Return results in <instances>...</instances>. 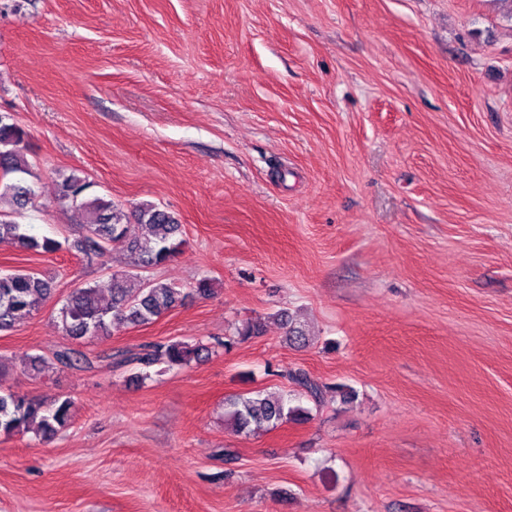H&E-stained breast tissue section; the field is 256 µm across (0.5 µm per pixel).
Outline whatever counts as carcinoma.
Returning a JSON list of instances; mask_svg holds the SVG:
<instances>
[{"instance_id":"carcinoma-1","label":"carcinoma","mask_w":512,"mask_h":512,"mask_svg":"<svg viewBox=\"0 0 512 512\" xmlns=\"http://www.w3.org/2000/svg\"><path fill=\"white\" fill-rule=\"evenodd\" d=\"M28 133L13 118L0 119V240H11L22 251L53 253L74 249L92 264L102 260L108 246L122 243L129 268L112 274L110 296L104 300L95 285L74 289L57 310L56 323L72 339L109 336L122 328L148 324L181 303L184 292L174 283L145 278L142 272L166 264L180 251L182 224L175 215L143 203L126 210L98 195L89 194L91 184L71 174L57 185L59 205L73 209L83 218L85 233L62 243L29 232L13 219V210L23 209L36 198L34 187L20 175L29 173L24 156ZM53 283L38 272L18 269L0 273V331H8L22 317L37 311L51 297ZM209 347L181 341L146 344L124 362L142 369L164 364L182 366L202 358ZM287 378L305 391L318 409L336 400L341 388L321 384L303 371H290ZM73 415V401L57 398L49 406L23 394L0 393V435L33 432L50 437L65 427ZM309 415L301 406L289 405L280 396L239 395L226 402L224 421L232 431L251 433L271 429L292 419Z\"/></svg>"}]
</instances>
